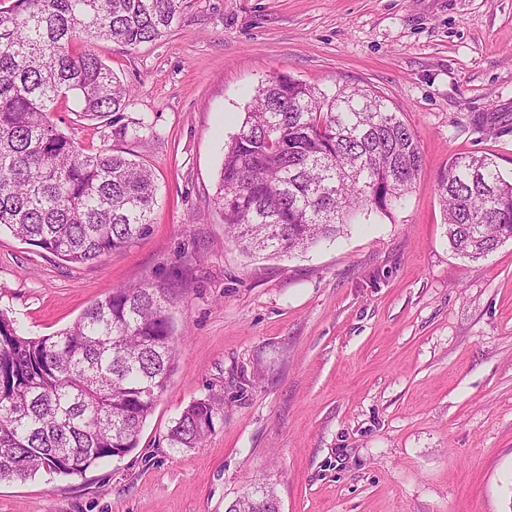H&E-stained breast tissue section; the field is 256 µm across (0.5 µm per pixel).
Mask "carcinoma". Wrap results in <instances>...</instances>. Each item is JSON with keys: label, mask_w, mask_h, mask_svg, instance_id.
Instances as JSON below:
<instances>
[{"label": "carcinoma", "mask_w": 512, "mask_h": 512, "mask_svg": "<svg viewBox=\"0 0 512 512\" xmlns=\"http://www.w3.org/2000/svg\"><path fill=\"white\" fill-rule=\"evenodd\" d=\"M186 0H11L0 8V227L73 264L94 263L142 236L156 205L153 172L122 151H86L49 112L74 96L81 114L128 125L130 92L76 39L125 47L170 33ZM424 161L388 100L364 86L329 96L289 76L257 87L224 148L219 208L246 252L292 254L340 233L364 211L385 216L412 189ZM448 242L477 261L512 239V179L486 156L448 161L438 177ZM168 289H112L70 327L26 337L0 312V481L40 472L83 473L137 447L143 423L173 371L177 339ZM221 403L186 407L168 435L196 448ZM66 461L68 465L60 466ZM258 483L228 512H275Z\"/></svg>", "instance_id": "carcinoma-1"}]
</instances>
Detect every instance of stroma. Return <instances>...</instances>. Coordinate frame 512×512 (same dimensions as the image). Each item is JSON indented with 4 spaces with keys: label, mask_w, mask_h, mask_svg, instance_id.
<instances>
[{
    "label": "stroma",
    "mask_w": 512,
    "mask_h": 512,
    "mask_svg": "<svg viewBox=\"0 0 512 512\" xmlns=\"http://www.w3.org/2000/svg\"><path fill=\"white\" fill-rule=\"evenodd\" d=\"M92 48L129 87L139 138L80 118L72 98L50 118L153 171V222L86 265L0 232V312L45 336L113 288L161 283L182 339L138 448L1 481L0 512H226L258 481L280 512H512V240L458 255L437 182L460 154L512 176V0H188L165 38ZM277 74L378 92L425 171L390 215L251 256L213 201L226 143ZM209 396L224 410L202 447H169Z\"/></svg>",
    "instance_id": "35a3bbf8"
}]
</instances>
